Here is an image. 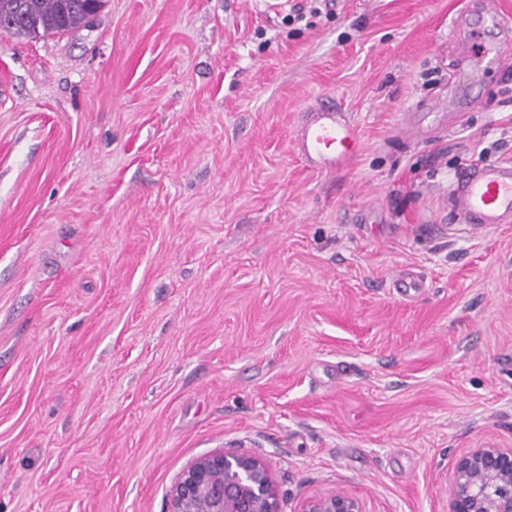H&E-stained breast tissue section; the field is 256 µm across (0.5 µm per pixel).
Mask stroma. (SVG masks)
Segmentation results:
<instances>
[{
  "label": "stroma",
  "instance_id": "1",
  "mask_svg": "<svg viewBox=\"0 0 512 512\" xmlns=\"http://www.w3.org/2000/svg\"><path fill=\"white\" fill-rule=\"evenodd\" d=\"M0 30V512H167L217 449L282 512L337 489L448 512L459 456L512 447V223L448 189L512 162V0H104ZM331 98L362 149L309 168ZM512 23L510 15L490 13L482 25L473 27L469 33L468 64L474 68L481 77H485L490 68L505 54L506 49L499 43L487 38L486 27H508ZM488 24V25H487Z\"/></svg>",
  "mask_w": 512,
  "mask_h": 512
}]
</instances>
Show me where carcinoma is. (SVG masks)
Wrapping results in <instances>:
<instances>
[{
    "label": "carcinoma",
    "mask_w": 512,
    "mask_h": 512,
    "mask_svg": "<svg viewBox=\"0 0 512 512\" xmlns=\"http://www.w3.org/2000/svg\"><path fill=\"white\" fill-rule=\"evenodd\" d=\"M104 0H0V29L19 37L64 34L89 21Z\"/></svg>",
    "instance_id": "obj_1"
}]
</instances>
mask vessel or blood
I'll use <instances>...</instances> for the list:
<instances>
[{
    "label": "vessel or blood",
    "mask_w": 512,
    "mask_h": 512,
    "mask_svg": "<svg viewBox=\"0 0 512 512\" xmlns=\"http://www.w3.org/2000/svg\"><path fill=\"white\" fill-rule=\"evenodd\" d=\"M512 17L492 13L486 25L469 33L467 61L480 75L506 53L501 43L488 39L487 27H507ZM298 153L318 171L346 167L359 153L361 139L335 102L327 101L308 110L295 134ZM463 223L476 228L512 223V164L477 163L463 169L449 190Z\"/></svg>",
    "instance_id": "vessel-or-blood-1"
}]
</instances>
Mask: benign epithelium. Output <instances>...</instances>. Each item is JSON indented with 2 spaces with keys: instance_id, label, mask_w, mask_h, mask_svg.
Masks as SVG:
<instances>
[{
  "instance_id": "7a95c632",
  "label": "benign epithelium",
  "mask_w": 512,
  "mask_h": 512,
  "mask_svg": "<svg viewBox=\"0 0 512 512\" xmlns=\"http://www.w3.org/2000/svg\"><path fill=\"white\" fill-rule=\"evenodd\" d=\"M167 512H281L278 487L263 456L222 449L191 461L168 491ZM295 512H365L341 489L309 497ZM448 512H512V448L487 445L460 456Z\"/></svg>"
}]
</instances>
